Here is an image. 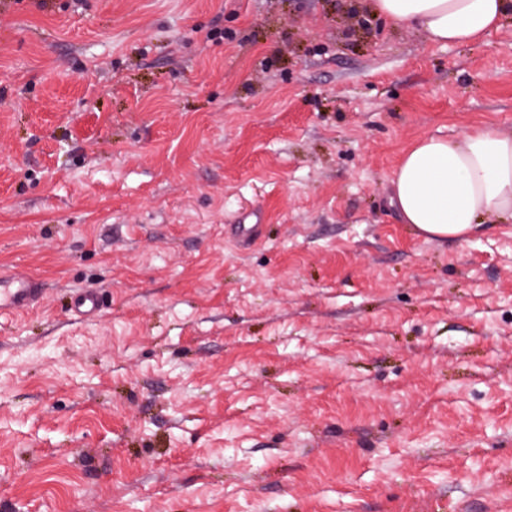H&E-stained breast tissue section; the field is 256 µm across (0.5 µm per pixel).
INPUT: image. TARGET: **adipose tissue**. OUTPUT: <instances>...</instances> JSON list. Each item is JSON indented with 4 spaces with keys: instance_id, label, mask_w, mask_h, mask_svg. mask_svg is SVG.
<instances>
[{
    "instance_id": "adipose-tissue-1",
    "label": "adipose tissue",
    "mask_w": 512,
    "mask_h": 512,
    "mask_svg": "<svg viewBox=\"0 0 512 512\" xmlns=\"http://www.w3.org/2000/svg\"><path fill=\"white\" fill-rule=\"evenodd\" d=\"M512 0H369L371 15L430 41L483 46ZM390 203L428 239H468L481 220L512 218V134L477 126L415 142L394 173Z\"/></svg>"
}]
</instances>
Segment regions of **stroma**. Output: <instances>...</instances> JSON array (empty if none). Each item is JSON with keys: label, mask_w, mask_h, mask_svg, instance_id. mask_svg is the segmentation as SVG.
Segmentation results:
<instances>
[{"label": "stroma", "mask_w": 512, "mask_h": 512, "mask_svg": "<svg viewBox=\"0 0 512 512\" xmlns=\"http://www.w3.org/2000/svg\"><path fill=\"white\" fill-rule=\"evenodd\" d=\"M476 125L512 133V18L469 48L366 0H0V273L44 290L0 313V512H501L512 221L389 203ZM101 306V297L97 292L84 290L73 296L71 303L72 312L85 320L94 319Z\"/></svg>", "instance_id": "stroma-1"}]
</instances>
